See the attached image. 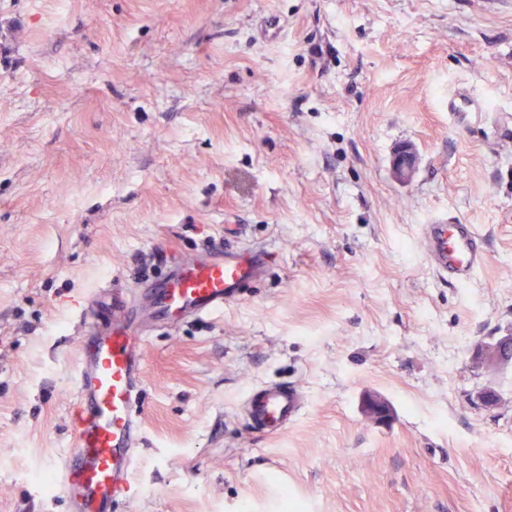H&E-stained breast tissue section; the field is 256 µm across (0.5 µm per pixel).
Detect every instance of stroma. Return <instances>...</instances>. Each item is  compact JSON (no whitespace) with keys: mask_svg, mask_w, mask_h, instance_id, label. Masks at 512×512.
Here are the masks:
<instances>
[{"mask_svg":"<svg viewBox=\"0 0 512 512\" xmlns=\"http://www.w3.org/2000/svg\"><path fill=\"white\" fill-rule=\"evenodd\" d=\"M436 218L483 240L466 284ZM214 247L266 273L148 335L113 512H512V370L472 359L512 331V0H0V512H67L86 295ZM265 384L306 399L279 435ZM416 152L412 145L403 144L395 151L392 158V171L400 181H408L415 171ZM420 243L428 264L443 280L466 283L486 262L485 248L471 224L421 225ZM302 392L294 388L265 385L253 388L244 399V412L254 429L277 434L288 429L300 416ZM364 413L378 425H388L392 420L390 405L375 395L368 394L363 401Z\"/></svg>","mask_w":512,"mask_h":512,"instance_id":"obj_1","label":"stroma"}]
</instances>
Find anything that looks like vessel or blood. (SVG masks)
<instances>
[{"instance_id": "b4317fda", "label": "vessel or blood", "mask_w": 512, "mask_h": 512, "mask_svg": "<svg viewBox=\"0 0 512 512\" xmlns=\"http://www.w3.org/2000/svg\"><path fill=\"white\" fill-rule=\"evenodd\" d=\"M420 243L440 279L469 281L484 266L486 251L471 224L422 225ZM263 251H218L207 259L184 254L163 278L145 287L116 293L103 289L99 302L112 306V322L85 323L71 415L72 446L54 472L69 512H111L113 502L134 494L135 468L142 428L136 410L142 386L147 324L174 325L188 316L222 310L245 294L264 273ZM302 392L265 385L244 399L254 429L283 432L300 416Z\"/></svg>"}]
</instances>
